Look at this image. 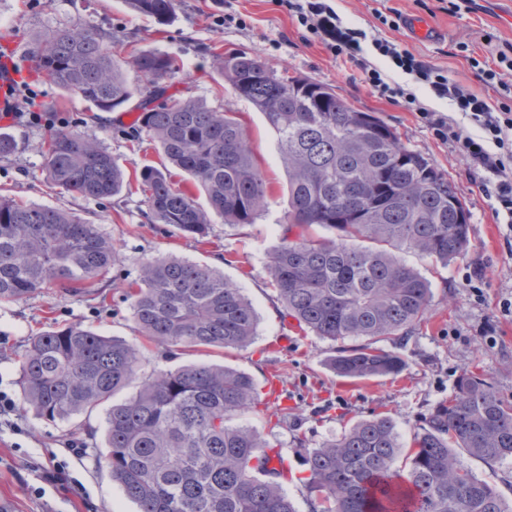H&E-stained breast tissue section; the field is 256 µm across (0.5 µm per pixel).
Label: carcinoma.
<instances>
[{"instance_id": "cac0c4a2", "label": "carcinoma", "mask_w": 512, "mask_h": 512, "mask_svg": "<svg viewBox=\"0 0 512 512\" xmlns=\"http://www.w3.org/2000/svg\"><path fill=\"white\" fill-rule=\"evenodd\" d=\"M133 12L168 21L174 0H124ZM39 69L98 111L130 101L112 33L64 25L34 39ZM129 59L147 81L131 137L154 142L165 164L144 166L139 189L151 220L173 235L204 237L212 217L251 224L268 205L265 177L236 112L167 94L176 67L158 50ZM236 98L278 135L288 175L281 243L266 265L288 316L342 345L328 366L348 379L401 372L403 359L377 346L400 343L425 321L430 284L402 257L447 264L469 243V213L455 186L409 149L373 112L354 109L329 86L275 72L245 52L219 58ZM49 182L86 198L116 196L124 169L97 140L70 127L44 143ZM188 175L205 198L172 181ZM337 229L324 238L314 228ZM119 259L100 225L55 207L0 193V305L35 293L99 294ZM141 336L164 347L244 348L258 315L239 285L211 267L173 257L140 263L124 294ZM357 344L343 345L345 340ZM145 347L81 323L38 332L18 359L22 410L50 421L89 417L111 405L99 459L139 512H296L271 466L279 449L234 423L255 409L246 372L217 364L154 368L140 374ZM311 512H512L497 487L464 456L492 465L512 458V403L464 374L448 403L433 409L405 444L388 417L360 421L316 448L304 447Z\"/></svg>"}]
</instances>
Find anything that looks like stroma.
Masks as SVG:
<instances>
[{
	"label": "stroma",
	"mask_w": 512,
	"mask_h": 512,
	"mask_svg": "<svg viewBox=\"0 0 512 512\" xmlns=\"http://www.w3.org/2000/svg\"><path fill=\"white\" fill-rule=\"evenodd\" d=\"M345 26L395 41L422 60L447 70L450 79L500 105L496 92L473 76L468 56L496 60L512 58V0H488L486 7L455 13L442 11L440 0H325ZM238 22L225 24V7ZM398 10L416 15L440 29L437 41L411 39L405 29L383 24L382 14ZM80 22L110 30L117 44L162 51L175 59L171 80L175 90L224 104L239 112L251 138L256 160L268 183V205L254 223L234 228L214 219L209 241L168 236L145 218L147 206L138 187L104 200H87L46 182L41 145L51 127H73L96 139L127 172L161 157L150 141L134 144L124 132L138 114L134 104L122 112L91 113L87 102L64 93L45 75L32 78L35 111L59 105L48 122L0 118V131L16 142L13 154L0 157V192L25 202L61 207L93 223L111 236L119 251L102 298L35 294L0 307V395L14 407L0 414V512H137L114 482L106 466L97 464L103 441L104 411L90 419L53 423L26 413L18 405L17 360L32 336L51 325L82 323L110 336L134 342L136 325L123 289L136 278L140 263L164 255L209 265L236 281L254 305L259 324L247 348L207 351L151 349V365L176 368L188 363L220 364L250 374L264 395L258 410L241 417L278 444L288 462L284 489L297 512H310L304 492L308 475L296 447L304 439L314 448L341 435L361 420L389 417L403 439H411L441 402L457 393L467 372L485 380L502 400L512 402V227L496 223L488 199L475 188L466 165L450 144L440 140L419 113L378 99L343 57L333 55L288 14L280 0H175L171 20L158 24L130 12L124 0H0V40L13 37L20 64H28L29 49L39 34L62 24ZM243 51L275 70L307 77L331 86L347 104L376 113L390 124L402 142L420 153L453 182L470 211L469 245L465 254L443 265L414 254L406 260L427 278L431 298L426 321L394 350L404 360L398 375L350 380L327 366L335 345L303 332L286 317L265 274L271 253L280 243L288 210V177L281 162L276 133L261 113L237 99L218 72V56ZM367 58L423 106L452 113L448 100L436 98L413 76L403 74L373 48ZM484 272L483 294L466 284L472 270ZM84 448L72 459L71 447ZM69 461L80 489L63 488L45 478L50 456Z\"/></svg>",
	"instance_id": "35a3bbf8"
}]
</instances>
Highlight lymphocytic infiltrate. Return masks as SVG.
Returning a JSON list of instances; mask_svg holds the SVG:
<instances>
[{"label":"lymphocytic infiltrate","mask_w":512,"mask_h":512,"mask_svg":"<svg viewBox=\"0 0 512 512\" xmlns=\"http://www.w3.org/2000/svg\"><path fill=\"white\" fill-rule=\"evenodd\" d=\"M288 12L311 34L329 37V51L349 53L365 76L366 83L377 95L395 102L405 101L408 108L422 113L436 135L451 144L457 155L466 162L472 184L487 197L492 215L500 224H512V59L504 70L491 68L478 59L469 64L483 85L510 98L507 106L495 108L484 99L452 82L440 67L429 64L393 41L377 38L373 47L378 55L390 60L402 73L416 76L429 85L436 97L449 99L459 111V118L424 109L413 93L382 73L361 55V41L366 34L359 29L343 26L336 12L321 0H281Z\"/></svg>","instance_id":"lymphocytic-infiltrate-1"}]
</instances>
